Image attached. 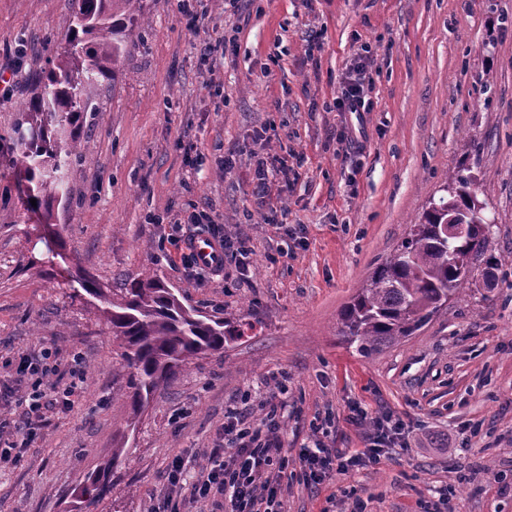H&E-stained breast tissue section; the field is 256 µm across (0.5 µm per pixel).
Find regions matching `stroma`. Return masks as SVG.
<instances>
[{"mask_svg":"<svg viewBox=\"0 0 512 512\" xmlns=\"http://www.w3.org/2000/svg\"><path fill=\"white\" fill-rule=\"evenodd\" d=\"M139 8L149 25L129 36L118 81L98 87L85 158L48 220L13 163V128L73 0H0V384L15 356L48 349L51 384L80 388L0 467V512H77L79 485L119 444L129 459L110 476L109 512H155L174 455L198 469L227 411L257 419L273 396L285 405L288 512H425L443 493L448 512H512V0H201L193 32L178 0ZM205 42L218 50L203 64ZM365 48L371 109L336 111ZM259 158L274 172L262 192ZM462 168L489 251L508 264L489 278L474 260L460 297L416 335L359 354L338 333L341 310ZM195 207L245 240L246 268L230 257L197 281L174 262L175 221ZM152 273L185 304L250 328L136 416L122 347L86 286ZM354 404L367 423H351ZM384 414L404 428L378 463L303 480L302 448L364 450Z\"/></svg>","mask_w":512,"mask_h":512,"instance_id":"35a3bbf8","label":"stroma"}]
</instances>
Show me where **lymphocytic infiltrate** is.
<instances>
[{
  "label": "lymphocytic infiltrate",
  "mask_w": 512,
  "mask_h": 512,
  "mask_svg": "<svg viewBox=\"0 0 512 512\" xmlns=\"http://www.w3.org/2000/svg\"><path fill=\"white\" fill-rule=\"evenodd\" d=\"M182 222L185 232L181 237L180 260L191 277L200 276L207 268L220 272L224 268L225 257H243L248 253L244 241L225 239L206 211L185 212ZM201 233L209 234L219 242L222 261L209 267L198 261L190 246ZM55 372L51 352H43L37 357L21 355L16 358V386L11 394L21 414L14 423L15 440L0 444V464L12 461V452L18 444L34 440L30 418L42 410L45 383ZM280 418L281 405L273 400L267 402L265 413L258 420L238 412L229 413L224 422V435L234 445L235 452L228 457L222 446L210 449L208 465L190 482L191 497L212 502L217 512H285L281 478L288 472V457L282 452L278 436ZM402 428V423L388 417L376 418L369 448L353 454L339 448H325L321 440H314L312 446L303 452L305 479L320 482L333 473L377 461L381 448L391 444Z\"/></svg>",
  "instance_id": "1"
}]
</instances>
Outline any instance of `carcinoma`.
Wrapping results in <instances>:
<instances>
[{
    "label": "carcinoma",
    "instance_id": "obj_1",
    "mask_svg": "<svg viewBox=\"0 0 512 512\" xmlns=\"http://www.w3.org/2000/svg\"><path fill=\"white\" fill-rule=\"evenodd\" d=\"M73 2L65 44L39 76L41 92L30 99L17 125L24 137L15 163L28 183L29 197L48 219L62 200L64 168L83 158L86 113L93 111L95 89L117 76L126 40L145 25L138 0ZM448 187V196L411 225L401 244L376 265L366 286L340 313V334L359 353L368 356L414 335L448 297L462 291L473 260L485 258L489 276L501 263L488 253L471 176L460 169ZM451 217L471 225L470 232L446 239L441 225ZM88 292L101 299V312L124 348L135 415L190 359L221 352L243 335L238 319L186 305L179 290L156 275L134 279L117 293L97 287ZM126 460V449H112L106 474L81 483L79 498L86 506L98 505L111 493L108 474Z\"/></svg>",
    "mask_w": 512,
    "mask_h": 512
}]
</instances>
